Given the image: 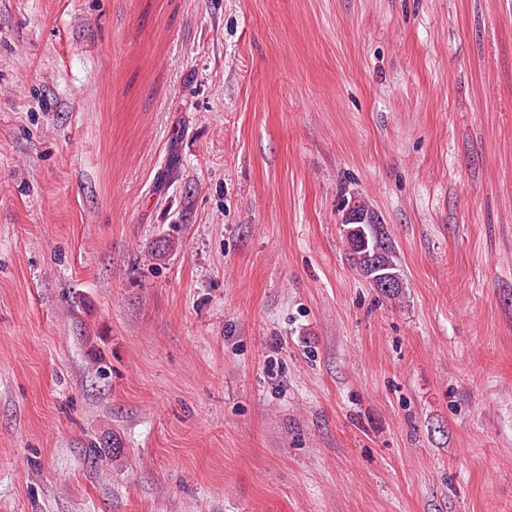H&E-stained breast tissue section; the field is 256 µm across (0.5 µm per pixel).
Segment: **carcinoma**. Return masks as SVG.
<instances>
[{
	"label": "carcinoma",
	"instance_id": "obj_1",
	"mask_svg": "<svg viewBox=\"0 0 512 512\" xmlns=\"http://www.w3.org/2000/svg\"><path fill=\"white\" fill-rule=\"evenodd\" d=\"M356 211L365 221H350L343 215L345 241L352 265L377 288L394 298L402 294L399 254L388 228L365 203L359 201Z\"/></svg>",
	"mask_w": 512,
	"mask_h": 512
}]
</instances>
